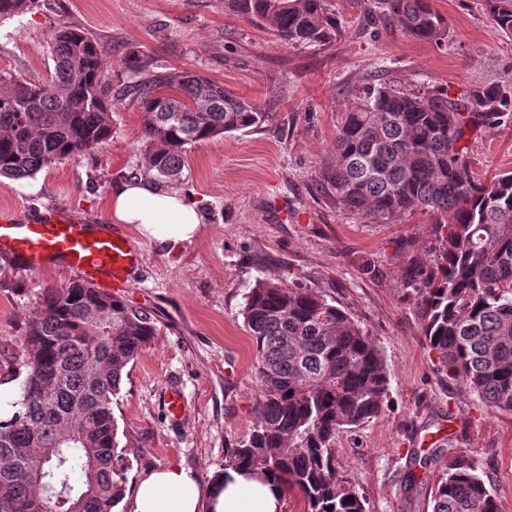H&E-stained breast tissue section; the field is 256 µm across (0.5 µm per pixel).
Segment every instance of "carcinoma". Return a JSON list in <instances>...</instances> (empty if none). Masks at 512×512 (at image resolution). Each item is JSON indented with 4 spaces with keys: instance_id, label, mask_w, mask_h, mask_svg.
I'll return each mask as SVG.
<instances>
[{
    "instance_id": "carcinoma-1",
    "label": "carcinoma",
    "mask_w": 512,
    "mask_h": 512,
    "mask_svg": "<svg viewBox=\"0 0 512 512\" xmlns=\"http://www.w3.org/2000/svg\"><path fill=\"white\" fill-rule=\"evenodd\" d=\"M37 0H0V22ZM512 38V0H484ZM390 26L439 45L448 25L430 0H376ZM224 10L266 23L289 43L324 41L338 22L329 0H224ZM49 85L0 77V178L23 180L112 139V101L141 113L144 173L179 181L201 142L248 133L270 120L252 101L189 71H151L133 52L127 81L112 88L96 41L62 23L49 44ZM322 170L336 204L370 224L412 210L447 227L430 276L417 278L422 328L448 375L488 406L512 412V171L480 181L470 144L512 123V72L459 99L406 92L379 79L353 90ZM241 315L255 347L261 401L248 436L227 452L229 469H258L304 512H365L363 497L335 466L336 437L376 417L389 379L380 348L347 312L311 288L259 278ZM150 314L89 283L44 290L18 354L0 382L21 380L20 398L0 419V512H114L124 492L112 404L128 365L155 335ZM444 462L431 512H501L469 450L434 448Z\"/></svg>"
}]
</instances>
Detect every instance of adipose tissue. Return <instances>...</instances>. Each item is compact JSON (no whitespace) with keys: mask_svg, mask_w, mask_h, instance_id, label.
Listing matches in <instances>:
<instances>
[{"mask_svg":"<svg viewBox=\"0 0 512 512\" xmlns=\"http://www.w3.org/2000/svg\"><path fill=\"white\" fill-rule=\"evenodd\" d=\"M111 206L118 223L139 225L143 233L162 242L189 240L200 224L199 209L192 198L144 178L117 186ZM203 499L210 512H282L283 508V490L274 479L246 470L233 471L223 486L205 495L196 475L169 467L140 482L133 512H198Z\"/></svg>","mask_w":512,"mask_h":512,"instance_id":"adipose-tissue-1","label":"adipose tissue"}]
</instances>
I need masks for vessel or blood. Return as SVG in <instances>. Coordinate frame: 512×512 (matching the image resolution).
<instances>
[{"instance_id": "obj_1", "label": "vessel or blood", "mask_w": 512, "mask_h": 512, "mask_svg": "<svg viewBox=\"0 0 512 512\" xmlns=\"http://www.w3.org/2000/svg\"><path fill=\"white\" fill-rule=\"evenodd\" d=\"M0 253L27 268L51 265L77 272L105 291H119L132 282L143 254L130 238L106 224L67 216L30 221L16 209L0 210Z\"/></svg>"}]
</instances>
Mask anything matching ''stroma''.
<instances>
[{
  "label": "stroma",
  "instance_id": "1",
  "mask_svg": "<svg viewBox=\"0 0 512 512\" xmlns=\"http://www.w3.org/2000/svg\"><path fill=\"white\" fill-rule=\"evenodd\" d=\"M448 22L445 45L413 40L372 16L362 0H331L332 38L285 43L270 28L241 21L224 0H37L0 24V76L48 84L49 34L58 24L99 45L111 77L138 52L150 63L198 70L271 115L261 129L204 142L189 153L176 190L203 218L194 238L160 242L123 225L144 251L130 305L148 311L157 332L126 369L114 401L127 466L115 512H131L140 480L166 467L206 479L249 432L260 389L255 349L241 315L256 279L311 288L345 310L376 341L389 389L382 412L336 440V468L365 500L366 512H428L437 467L401 480L412 453L446 439L470 449L499 500L512 512V413L487 406L449 378L423 335L413 268L430 270L438 253L434 217L417 210L368 224L339 208L320 179L350 91L379 78L396 88L466 93L512 68V39L493 24L483 0H432ZM112 139L35 178L0 180V207L34 221L58 212L109 219L114 187L143 174L142 117L114 102ZM476 177L512 170V127L473 144ZM62 268L33 271L0 255V361L8 359L44 288L75 280ZM178 388L181 421L163 400Z\"/></svg>",
  "mask_w": 512,
  "mask_h": 512
}]
</instances>
